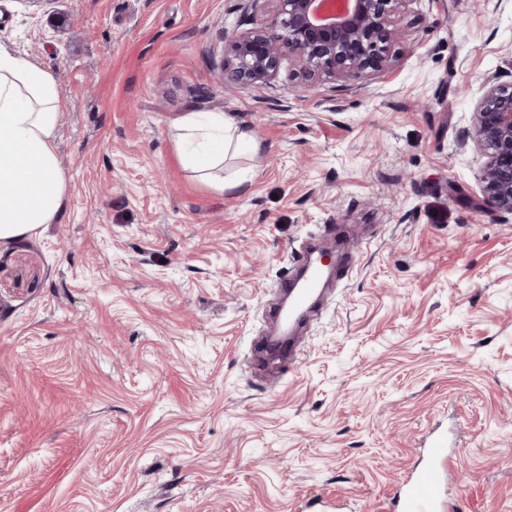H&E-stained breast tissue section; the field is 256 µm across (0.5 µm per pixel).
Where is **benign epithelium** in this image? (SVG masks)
Masks as SVG:
<instances>
[{"label": "benign epithelium", "mask_w": 512, "mask_h": 512, "mask_svg": "<svg viewBox=\"0 0 512 512\" xmlns=\"http://www.w3.org/2000/svg\"><path fill=\"white\" fill-rule=\"evenodd\" d=\"M267 26L229 40L224 66L240 81L263 82L283 51L295 55L312 80L356 81L391 63L390 46L401 38L394 16L411 0H275ZM476 137L488 154L482 172L483 203L512 213V88L491 85L474 112Z\"/></svg>", "instance_id": "obj_1"}]
</instances>
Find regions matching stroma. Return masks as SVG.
Returning <instances> with one entry per match:
<instances>
[{
    "label": "stroma",
    "mask_w": 512,
    "mask_h": 512,
    "mask_svg": "<svg viewBox=\"0 0 512 512\" xmlns=\"http://www.w3.org/2000/svg\"><path fill=\"white\" fill-rule=\"evenodd\" d=\"M274 0H0V42L50 72L68 192L0 248V512H390L447 433L454 512H512V216L472 137L512 86V0H412L383 71L263 83L222 69ZM259 145L225 190L174 122ZM248 178L247 192L232 187ZM348 235L290 371L249 368L312 236ZM175 128L179 132L175 143L185 166L220 191L224 190V154L228 149L258 150L251 134L222 113L211 115L206 122L199 121L195 114H187Z\"/></svg>",
    "instance_id": "obj_1"
}]
</instances>
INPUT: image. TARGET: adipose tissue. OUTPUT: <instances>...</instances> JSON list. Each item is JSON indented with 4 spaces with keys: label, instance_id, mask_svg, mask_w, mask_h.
Listing matches in <instances>:
<instances>
[{
    "label": "adipose tissue",
    "instance_id": "ef3b65f1",
    "mask_svg": "<svg viewBox=\"0 0 512 512\" xmlns=\"http://www.w3.org/2000/svg\"><path fill=\"white\" fill-rule=\"evenodd\" d=\"M61 115L52 74L0 43V247L38 234L63 206L67 182L56 151ZM176 128L186 167L219 190L228 149L258 148L220 113L204 122L185 115Z\"/></svg>",
    "mask_w": 512,
    "mask_h": 512
}]
</instances>
